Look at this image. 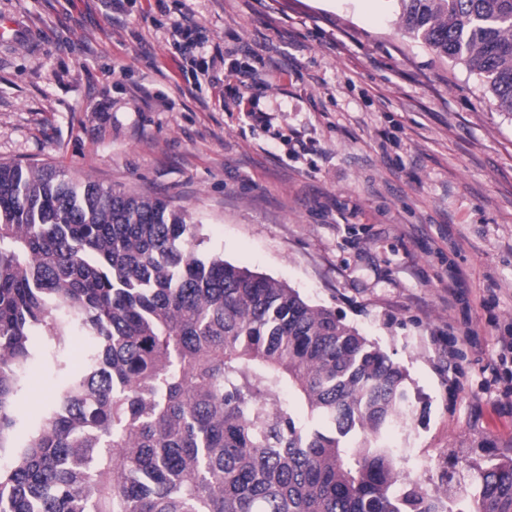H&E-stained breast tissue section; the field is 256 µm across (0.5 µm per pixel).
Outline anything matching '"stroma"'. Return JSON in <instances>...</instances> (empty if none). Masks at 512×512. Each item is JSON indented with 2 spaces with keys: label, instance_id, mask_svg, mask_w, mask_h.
Segmentation results:
<instances>
[{
  "label": "stroma",
  "instance_id": "stroma-1",
  "mask_svg": "<svg viewBox=\"0 0 512 512\" xmlns=\"http://www.w3.org/2000/svg\"><path fill=\"white\" fill-rule=\"evenodd\" d=\"M400 0H0V162L159 197L409 373L402 472L512 456V114ZM197 26L186 49L180 28ZM462 286L449 290L451 279ZM53 373L17 401L27 434Z\"/></svg>",
  "mask_w": 512,
  "mask_h": 512
}]
</instances>
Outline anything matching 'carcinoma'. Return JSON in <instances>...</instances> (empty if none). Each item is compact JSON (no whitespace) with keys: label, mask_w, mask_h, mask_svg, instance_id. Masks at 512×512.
<instances>
[{"label":"carcinoma","mask_w":512,"mask_h":512,"mask_svg":"<svg viewBox=\"0 0 512 512\" xmlns=\"http://www.w3.org/2000/svg\"><path fill=\"white\" fill-rule=\"evenodd\" d=\"M406 30L512 113V0H400ZM160 198L0 163V512H449L384 435L408 373L299 291L221 256ZM86 338L70 371V337ZM56 381L17 436V397ZM480 512H512V457ZM53 373L48 366H39L31 373L29 389L17 400V406L23 417L19 435L25 436L34 426L42 413V397L47 393Z\"/></svg>","instance_id":"cac0c4a2"}]
</instances>
